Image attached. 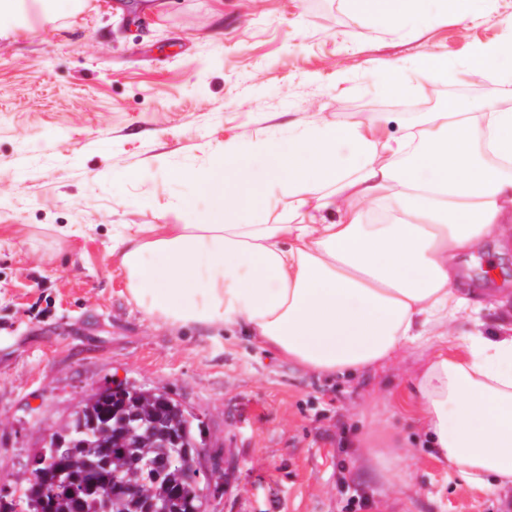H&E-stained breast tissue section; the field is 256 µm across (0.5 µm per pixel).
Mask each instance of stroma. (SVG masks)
<instances>
[{
	"instance_id": "stroma-1",
	"label": "stroma",
	"mask_w": 512,
	"mask_h": 512,
	"mask_svg": "<svg viewBox=\"0 0 512 512\" xmlns=\"http://www.w3.org/2000/svg\"><path fill=\"white\" fill-rule=\"evenodd\" d=\"M25 16L0 36V498L85 399L114 381L164 389L195 417L205 512H512V493L467 483L431 456L405 381L413 351L348 378H317L243 334L175 331L127 301L116 224H208L193 173L228 143L283 142L315 125L402 135L417 104H479L474 45L512 40V0L461 18L438 0L392 25L349 0H161L143 30L118 10ZM442 55L459 95L415 65ZM403 64L390 91L386 70ZM512 274V236L461 258L468 284ZM410 444L395 477L363 455L369 429Z\"/></svg>"
}]
</instances>
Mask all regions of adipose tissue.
<instances>
[{"instance_id":"adipose-tissue-1","label":"adipose tissue","mask_w":512,"mask_h":512,"mask_svg":"<svg viewBox=\"0 0 512 512\" xmlns=\"http://www.w3.org/2000/svg\"><path fill=\"white\" fill-rule=\"evenodd\" d=\"M401 23L429 0H350ZM468 68L495 92L478 106L423 112L406 134L317 125L287 143L224 150V173L288 201V223L244 222L248 207L196 174L220 224H119L112 252L129 303L175 330H242L319 375L383 366L409 348L431 446L470 483L512 486V325L458 334L460 317L512 313V294L462 288L460 253L512 221V42L476 47Z\"/></svg>"}]
</instances>
